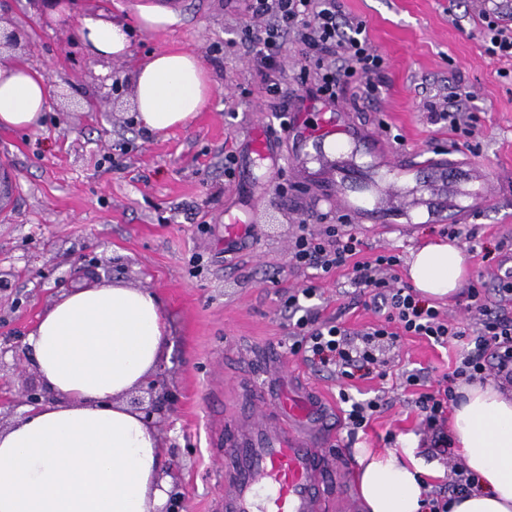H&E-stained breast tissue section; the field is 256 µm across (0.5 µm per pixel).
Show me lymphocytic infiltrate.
<instances>
[{
  "instance_id": "f902f5d3",
  "label": "lymphocytic infiltrate",
  "mask_w": 512,
  "mask_h": 512,
  "mask_svg": "<svg viewBox=\"0 0 512 512\" xmlns=\"http://www.w3.org/2000/svg\"><path fill=\"white\" fill-rule=\"evenodd\" d=\"M245 7L255 21L248 31L249 53L254 69L267 93L287 101L288 80L280 61L284 44L300 47L298 84L310 98L325 105L344 99L349 88H358L361 98H375L386 69L384 57L373 47L363 22L342 14L336 0H247ZM479 32L485 52L496 59H512V7L495 0L478 14ZM427 110L432 121L447 122L452 133L470 139L477 117L464 108L461 95L440 91ZM363 242L352 232L329 230L326 237L300 234L292 243L295 266L313 267L322 272L351 267L353 283L373 291L374 303L386 308L383 323L370 327L357 340H350L340 324L310 327L300 313V297H313L314 287L289 295L288 307L299 317L292 333L291 350L304 351L311 365L342 378L366 379L382 365L383 347L403 336H421L438 345L455 340L461 353L449 385L443 392L420 394L415 405L422 425L431 430L439 455L451 457L453 441L445 430L448 408L456 401V382L484 381L487 378L512 383V314L490 308L471 289L468 311L471 325L451 323L413 289L398 287L394 269L397 254L384 250L373 260H360Z\"/></svg>"
}]
</instances>
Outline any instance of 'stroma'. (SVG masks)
Returning <instances> with one entry per match:
<instances>
[{"label": "stroma", "instance_id": "obj_1", "mask_svg": "<svg viewBox=\"0 0 512 512\" xmlns=\"http://www.w3.org/2000/svg\"><path fill=\"white\" fill-rule=\"evenodd\" d=\"M129 0H81L69 20L43 16L29 0H0V26L18 30L15 59L43 74L61 98L52 99L42 129L0 130V167L13 190L0 201V340L27 338L44 309L72 284L85 263L99 277L147 288L160 299L168 336L155 377L175 401L159 433L166 470L186 496L185 512H219L224 484V423L243 393L262 388L269 362H278L283 388L304 386L326 397L323 447L338 473L323 512H363L354 451L413 445L425 466L447 468L420 423L415 400L434 392L453 371L458 346L407 336L384 349L385 377L350 381L311 366L289 348L294 322L285 301L306 286L303 300L317 324L337 321L357 333L382 321L352 271L323 273L295 266L291 243L301 230L319 234L340 212L327 201L336 176L316 159L313 140L282 136L270 100L246 51L251 19L243 0H173L176 24L142 28ZM362 20L388 68L378 99L341 104L351 121L378 132L381 147L402 136L418 160L453 145L447 126L431 123L425 104L440 86L469 92L479 117L470 148L457 164L484 170L490 186L470 229L479 250L467 252L466 281L485 303L500 306L496 287L512 269V60L490 58L475 25L474 0H337ZM129 30L126 58H92L79 35L86 18ZM200 57L211 92L187 126L163 134L136 119L129 81L136 63L163 51ZM127 86L114 95L115 79ZM388 131H381V124ZM271 136L276 166L249 154L255 129ZM236 156L224 175V155ZM246 220L239 241L226 243L229 217ZM361 260L380 250L399 254V286H409L410 251L443 237V227L412 218L399 224H357ZM491 260H483V250ZM423 372L424 387L405 378ZM384 405L356 437L345 425L340 395Z\"/></svg>", "mask_w": 512, "mask_h": 512}]
</instances>
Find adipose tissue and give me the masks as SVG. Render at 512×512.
Instances as JSON below:
<instances>
[{"instance_id": "adipose-tissue-1", "label": "adipose tissue", "mask_w": 512, "mask_h": 512, "mask_svg": "<svg viewBox=\"0 0 512 512\" xmlns=\"http://www.w3.org/2000/svg\"><path fill=\"white\" fill-rule=\"evenodd\" d=\"M91 57L128 53L120 26L86 19ZM139 119L151 132L189 124L210 85L201 60L168 51L133 73ZM47 79L0 57V128L39 126L50 100ZM464 257L453 243H431L408 275L426 296L463 285ZM161 303L146 288L107 281L74 283L40 316L27 337L38 374L55 399L27 408L0 430V512H154L166 500L164 450L123 395L155 371L166 340ZM452 435L480 490L452 498L448 512H512V393L496 384L463 385ZM367 512H422L427 469L414 449L355 454Z\"/></svg>"}]
</instances>
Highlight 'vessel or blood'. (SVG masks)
<instances>
[{
    "label": "vessel or blood",
    "mask_w": 512,
    "mask_h": 512,
    "mask_svg": "<svg viewBox=\"0 0 512 512\" xmlns=\"http://www.w3.org/2000/svg\"><path fill=\"white\" fill-rule=\"evenodd\" d=\"M313 136L341 149L364 139L365 134L350 122L347 113L334 108ZM382 164L401 179L431 175L435 191L418 206L432 222L466 224L481 211L487 182L478 168L451 175L439 159L417 162L402 147L393 148ZM391 189V183L385 181L374 185L369 206L344 193L338 206L358 223L388 224L401 212L388 202ZM280 408L288 413L289 423L269 420L253 410L236 418L228 445L232 461L224 468L223 512H322L324 417L305 396L283 399Z\"/></svg>",
    "instance_id": "b4317fda"
}]
</instances>
